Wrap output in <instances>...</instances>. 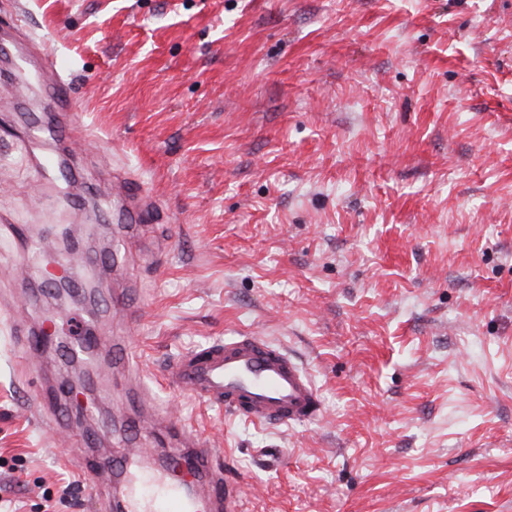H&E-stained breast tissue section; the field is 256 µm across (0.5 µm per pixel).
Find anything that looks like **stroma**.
Here are the masks:
<instances>
[{
  "label": "stroma",
  "instance_id": "1",
  "mask_svg": "<svg viewBox=\"0 0 512 512\" xmlns=\"http://www.w3.org/2000/svg\"><path fill=\"white\" fill-rule=\"evenodd\" d=\"M505 0H26L33 33L76 65L85 208L40 184L14 91L0 92V506L101 512L85 467L128 411L124 335L147 386L250 488L242 512H512V25ZM130 172L155 215L94 303L44 279L73 226ZM137 291L124 329L113 289ZM24 322L101 341L74 370ZM243 333L310 372L321 416L256 427L156 376Z\"/></svg>",
  "mask_w": 512,
  "mask_h": 512
}]
</instances>
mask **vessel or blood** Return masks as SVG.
<instances>
[{
	"mask_svg": "<svg viewBox=\"0 0 512 512\" xmlns=\"http://www.w3.org/2000/svg\"><path fill=\"white\" fill-rule=\"evenodd\" d=\"M23 26L20 15L0 25V41L12 42L18 68L33 69L42 83L48 107L32 136L62 137L59 148L36 156L33 164L41 178L67 185L72 170L62 153L87 137L88 130L73 115L72 80L65 62L30 42ZM119 189L121 204L98 218L120 223L129 232L153 212L154 204L130 178L120 179ZM112 359L133 379L130 402L150 415L153 423L127 436L120 458L89 463L90 471H111L117 488L104 512H238L244 487L225 471L210 440L155 404L128 344L113 340ZM164 377L168 388L259 427L303 424L321 414L308 370L282 349L249 333L184 353L166 368ZM155 434L170 442L174 456L158 461L143 448V441Z\"/></svg>",
	"mask_w": 512,
	"mask_h": 512,
	"instance_id": "b4317fda",
	"label": "vessel or blood"
}]
</instances>
